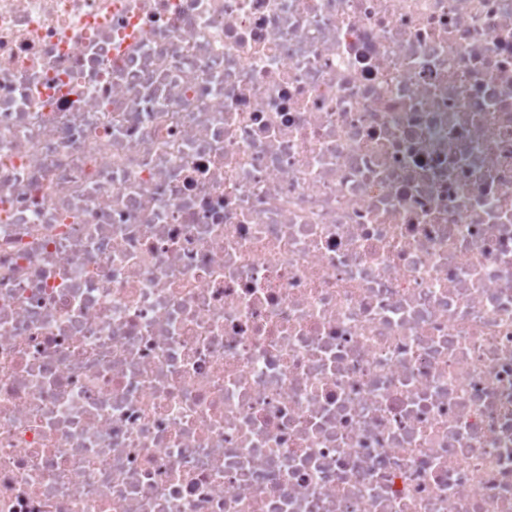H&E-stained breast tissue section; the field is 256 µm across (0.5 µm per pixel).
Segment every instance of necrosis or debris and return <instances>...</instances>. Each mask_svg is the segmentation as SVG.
Returning <instances> with one entry per match:
<instances>
[{
    "label": "necrosis or debris",
    "mask_w": 512,
    "mask_h": 512,
    "mask_svg": "<svg viewBox=\"0 0 512 512\" xmlns=\"http://www.w3.org/2000/svg\"><path fill=\"white\" fill-rule=\"evenodd\" d=\"M0 512H512V0H0Z\"/></svg>",
    "instance_id": "obj_1"
}]
</instances>
